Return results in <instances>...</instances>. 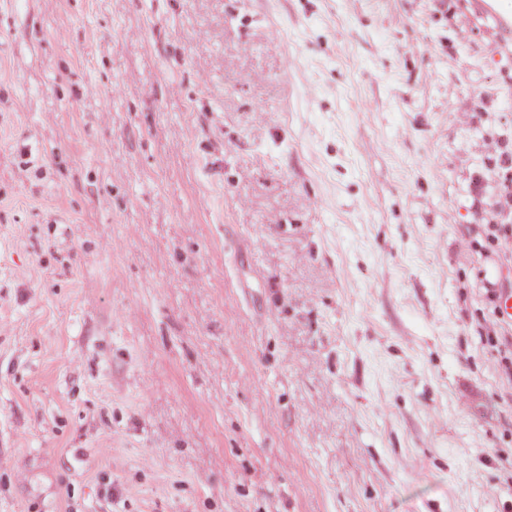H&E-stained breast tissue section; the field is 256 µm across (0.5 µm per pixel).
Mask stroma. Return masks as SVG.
Returning <instances> with one entry per match:
<instances>
[{
    "instance_id": "stroma-1",
    "label": "stroma",
    "mask_w": 512,
    "mask_h": 512,
    "mask_svg": "<svg viewBox=\"0 0 512 512\" xmlns=\"http://www.w3.org/2000/svg\"><path fill=\"white\" fill-rule=\"evenodd\" d=\"M511 142L482 0H0V512H512ZM501 224H480L477 225L479 228L480 241H476V244L481 248L493 249L501 252L503 257L508 262L507 252H509L510 244V255H511V243H512V225L505 224L507 222H500ZM490 287L486 288V296L491 304H493V314L501 322L502 325H496L497 330L494 335L487 336V342L491 348L497 352L499 356V365L501 368L502 376L508 381L512 382V290L506 291L499 299V294L502 289L498 283L490 282ZM497 303L501 315L508 318L511 315L510 323L501 320L498 317ZM509 319V318H508ZM507 326V328H506ZM510 331V334H509Z\"/></svg>"
}]
</instances>
